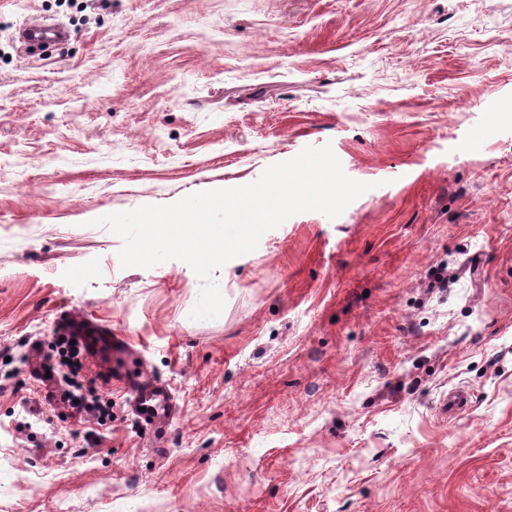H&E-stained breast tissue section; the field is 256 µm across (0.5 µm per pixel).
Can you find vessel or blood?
<instances>
[{
  "label": "vessel or blood",
  "instance_id": "obj_1",
  "mask_svg": "<svg viewBox=\"0 0 512 512\" xmlns=\"http://www.w3.org/2000/svg\"><path fill=\"white\" fill-rule=\"evenodd\" d=\"M56 30V24L31 19L19 28L17 39L26 46L47 40L49 34ZM65 329L78 341L85 356L100 353L111 356L112 367L132 398L136 420L145 426L152 443H162L176 416L174 398L167 383L155 378L147 368H126V361L137 353L136 345L130 337L74 319L66 321Z\"/></svg>",
  "mask_w": 512,
  "mask_h": 512
}]
</instances>
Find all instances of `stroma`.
<instances>
[{
    "label": "stroma",
    "mask_w": 512,
    "mask_h": 512,
    "mask_svg": "<svg viewBox=\"0 0 512 512\" xmlns=\"http://www.w3.org/2000/svg\"><path fill=\"white\" fill-rule=\"evenodd\" d=\"M508 102L512 0H0V512H512ZM325 144L371 190L216 271L217 318L92 224ZM66 315L169 383L164 447L94 366L103 426L31 376ZM57 26L54 23H48L41 19H30L17 32L18 41L23 46H28L35 41H48V34L55 33Z\"/></svg>",
    "instance_id": "obj_1"
}]
</instances>
